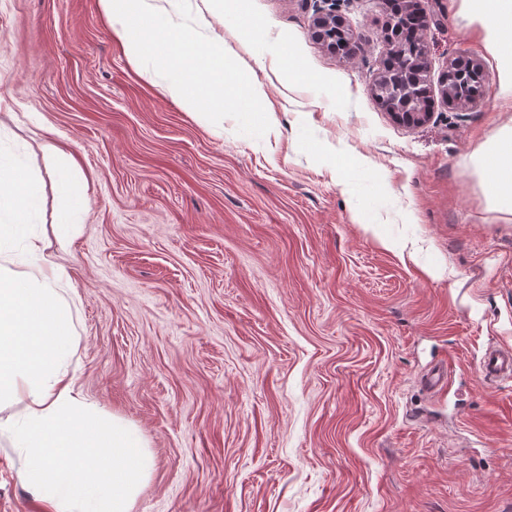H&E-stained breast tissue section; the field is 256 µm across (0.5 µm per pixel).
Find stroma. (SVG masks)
I'll return each mask as SVG.
<instances>
[{"label":"stroma","mask_w":512,"mask_h":512,"mask_svg":"<svg viewBox=\"0 0 512 512\" xmlns=\"http://www.w3.org/2000/svg\"><path fill=\"white\" fill-rule=\"evenodd\" d=\"M417 2L431 91L462 52L484 83L408 127L374 95L384 0H337L354 63L320 0H190L263 88L255 139L200 123L98 0H0V146L46 174L55 140L88 180L56 256L82 389L152 457L132 512H512V380L477 372L512 346V214L472 162L512 103L462 0ZM0 512H37L5 439ZM323 2L328 5V8L321 7L322 9L316 13L313 19V32L318 39L336 50V42L340 44L343 41V37L339 33L336 35V24L343 28L345 22L339 14H336L335 0H324Z\"/></svg>","instance_id":"1"}]
</instances>
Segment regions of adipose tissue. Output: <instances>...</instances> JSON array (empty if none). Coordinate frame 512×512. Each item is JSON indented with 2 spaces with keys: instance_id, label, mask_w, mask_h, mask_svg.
Wrapping results in <instances>:
<instances>
[{
  "instance_id": "adipose-tissue-1",
  "label": "adipose tissue",
  "mask_w": 512,
  "mask_h": 512,
  "mask_svg": "<svg viewBox=\"0 0 512 512\" xmlns=\"http://www.w3.org/2000/svg\"><path fill=\"white\" fill-rule=\"evenodd\" d=\"M481 23L485 48L496 60L499 93L512 99V0H462ZM55 159L61 225L84 198L83 176L56 143L42 145ZM491 200L512 213V125L504 126L479 157ZM44 180L22 158L0 152V418L22 464L26 490L40 512H131L152 459L141 433L84 394L72 367L69 306L60 292L65 276L54 243L41 231ZM35 265L21 278L11 266Z\"/></svg>"
}]
</instances>
